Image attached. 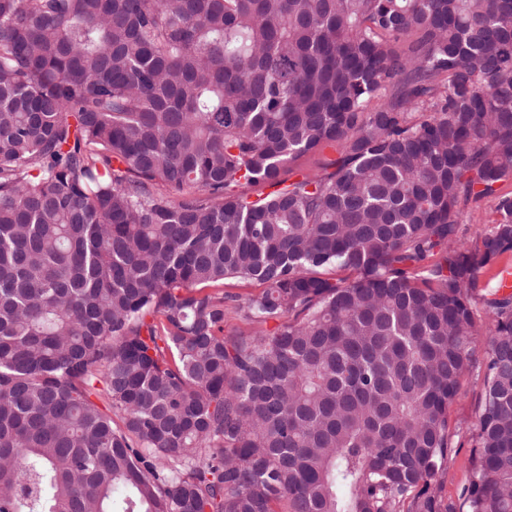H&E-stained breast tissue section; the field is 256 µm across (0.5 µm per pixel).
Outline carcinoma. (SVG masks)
<instances>
[{"label":"carcinoma","instance_id":"obj_1","mask_svg":"<svg viewBox=\"0 0 512 512\" xmlns=\"http://www.w3.org/2000/svg\"><path fill=\"white\" fill-rule=\"evenodd\" d=\"M508 179L512 0H0V512H442L480 343L512 512ZM339 157L340 152L336 145H325L317 151L287 164L281 173V179L285 180V184L288 185L289 182L298 179L304 173H332L336 170V161ZM494 198H488L482 202L481 208L476 211H466L459 224V236L463 242L471 244L476 236L485 229L494 217Z\"/></svg>","mask_w":512,"mask_h":512}]
</instances>
